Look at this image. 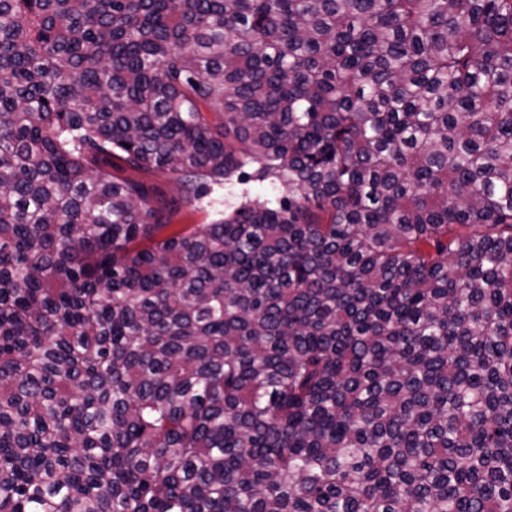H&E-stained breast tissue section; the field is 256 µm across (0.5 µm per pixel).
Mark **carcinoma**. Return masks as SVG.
<instances>
[{"instance_id": "carcinoma-1", "label": "carcinoma", "mask_w": 512, "mask_h": 512, "mask_svg": "<svg viewBox=\"0 0 512 512\" xmlns=\"http://www.w3.org/2000/svg\"><path fill=\"white\" fill-rule=\"evenodd\" d=\"M0 512H512V0H0ZM127 176L143 180L157 188L162 198L167 200L179 198L182 194L180 184L172 175H164L154 172H126ZM242 187L228 183L221 187H215L210 198H207L203 203V208L181 206L174 213L171 224H179L189 228L198 224H211L214 220L223 217L224 212H230L240 203ZM208 200H210L209 206L206 205Z\"/></svg>"}]
</instances>
